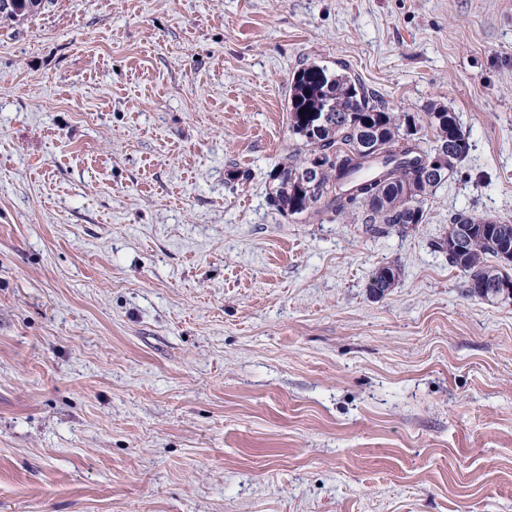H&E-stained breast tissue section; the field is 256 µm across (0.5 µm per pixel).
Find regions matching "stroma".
Returning <instances> with one entry per match:
<instances>
[{"label": "stroma", "instance_id": "1", "mask_svg": "<svg viewBox=\"0 0 512 512\" xmlns=\"http://www.w3.org/2000/svg\"><path fill=\"white\" fill-rule=\"evenodd\" d=\"M312 62L456 112L423 223L272 206ZM459 213L512 221V0L0 18V512H512V299L436 248ZM401 268L398 264H386L378 267L371 276L369 291L376 297H382L399 280Z\"/></svg>", "mask_w": 512, "mask_h": 512}]
</instances>
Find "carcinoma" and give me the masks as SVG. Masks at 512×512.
Segmentation results:
<instances>
[{"label":"carcinoma","mask_w":512,"mask_h":512,"mask_svg":"<svg viewBox=\"0 0 512 512\" xmlns=\"http://www.w3.org/2000/svg\"><path fill=\"white\" fill-rule=\"evenodd\" d=\"M331 105L329 126L319 135L307 134L315 115ZM433 145L424 137L410 138L415 117H398L376 103L357 78L309 64L292 77L289 87V131L298 142L297 152L277 169V186L271 202L291 215L338 218L362 214L371 231L421 224L426 218L423 202L438 182L429 178L428 165L436 151L448 150V171L470 150L456 113L445 109L426 112ZM448 228L469 231V244L458 251L448 247V237L435 243L448 254V264L466 277L468 295L493 301L505 295L493 283L512 282L510 263L493 265L512 248V224L477 215L460 214ZM399 265L386 264L371 276L369 291L382 297L399 280Z\"/></svg>","instance_id":"obj_1"}]
</instances>
